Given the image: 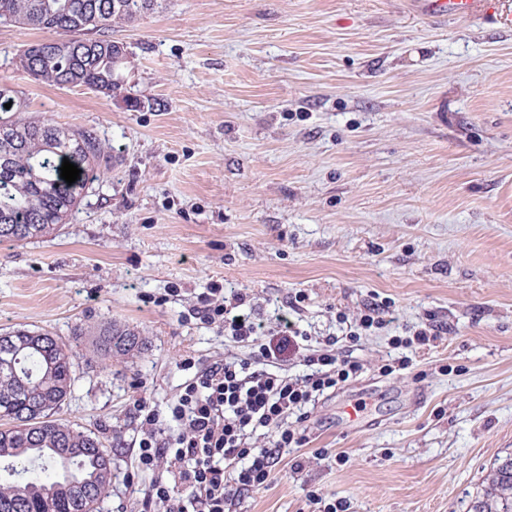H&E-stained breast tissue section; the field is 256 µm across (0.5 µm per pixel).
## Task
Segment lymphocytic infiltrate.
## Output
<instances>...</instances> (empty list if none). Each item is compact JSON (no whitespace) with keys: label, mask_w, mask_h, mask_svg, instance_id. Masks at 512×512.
Masks as SVG:
<instances>
[{"label":"lymphocytic infiltrate","mask_w":512,"mask_h":512,"mask_svg":"<svg viewBox=\"0 0 512 512\" xmlns=\"http://www.w3.org/2000/svg\"><path fill=\"white\" fill-rule=\"evenodd\" d=\"M247 301L242 292L220 304L207 295L199 298V320L221 323L225 336L234 342H255L262 330L272 340L255 343L248 359L220 361L196 370L169 407L170 418L179 427L173 440L157 441V414L145 399L133 403L145 427L139 466L153 469L170 454L181 464L173 480L151 484L142 500L144 512L157 501L166 504L167 512H224L231 491L264 488L279 449L304 445L307 406L362 370L361 363L340 347L338 337L327 336L322 350L303 357L305 374L290 377L273 372V362L300 351L308 335L286 320L264 328L254 313H241ZM258 430L273 433L272 447H247L248 434Z\"/></svg>","instance_id":"1"}]
</instances>
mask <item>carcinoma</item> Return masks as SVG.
<instances>
[{"instance_id":"carcinoma-1","label":"carcinoma","mask_w":512,"mask_h":512,"mask_svg":"<svg viewBox=\"0 0 512 512\" xmlns=\"http://www.w3.org/2000/svg\"><path fill=\"white\" fill-rule=\"evenodd\" d=\"M167 0H0V23L53 31L29 46L16 66L59 87L122 92L126 50L108 32L157 10ZM84 32L97 37L80 39ZM11 104L5 108L4 104ZM24 101L0 80V240L24 242L68 223L82 195L110 166L91 129L24 117ZM78 166L72 184L63 159ZM139 332L114 324L97 352L143 350ZM69 351L48 332L20 328L0 336V512H96L112 486L111 458L99 439L54 417L71 391ZM471 512H512V454L494 460Z\"/></svg>"}]
</instances>
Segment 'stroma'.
Wrapping results in <instances>:
<instances>
[{"mask_svg":"<svg viewBox=\"0 0 512 512\" xmlns=\"http://www.w3.org/2000/svg\"><path fill=\"white\" fill-rule=\"evenodd\" d=\"M47 32L0 24V78L26 114L97 131L110 170L68 224L0 242V334L50 332L72 352L56 416L112 459L100 512H139L180 463L138 465L142 397L166 414L196 368L249 358L190 318L205 288L255 297L311 339L366 304L384 328L352 352L360 375L308 408L264 489L232 512H469L512 453V0L482 19H428L410 0H169L113 28L128 55L107 97L15 64ZM442 332L398 356L426 321ZM140 331L106 359L96 333Z\"/></svg>","mask_w":512,"mask_h":512,"instance_id":"obj_1","label":"stroma"}]
</instances>
